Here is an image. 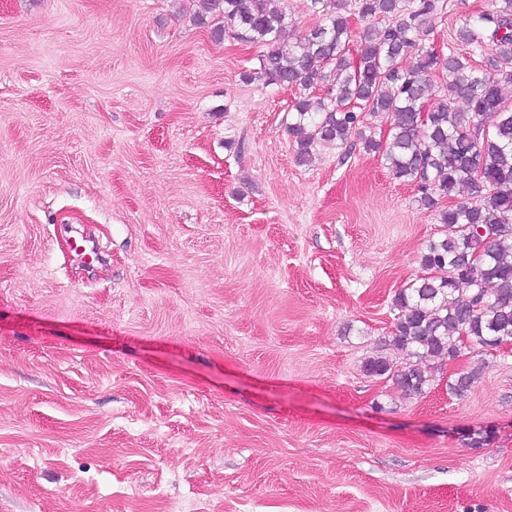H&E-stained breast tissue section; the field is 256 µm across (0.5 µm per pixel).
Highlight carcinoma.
Instances as JSON below:
<instances>
[{
  "instance_id": "cac0c4a2",
  "label": "carcinoma",
  "mask_w": 512,
  "mask_h": 512,
  "mask_svg": "<svg viewBox=\"0 0 512 512\" xmlns=\"http://www.w3.org/2000/svg\"><path fill=\"white\" fill-rule=\"evenodd\" d=\"M205 2L215 41L231 35L266 47L245 80L299 90L287 129L300 162L356 135L394 179L417 187L418 206L443 224L421 255L427 274L392 302L390 345L413 361L398 366L377 355L365 373L421 396L431 382L424 361L449 362L466 342L494 355L512 339V0H490L458 31L459 41L492 52L484 69L452 49L442 58L426 47L448 0H309L316 24L293 43L282 40L285 0ZM353 14L366 22L354 58ZM439 71L448 78L443 88L433 83ZM317 91L323 95L313 103ZM382 115L391 125L383 143L366 134L368 118ZM466 189L471 197L442 205ZM478 378L477 370L448 376V394L466 396Z\"/></svg>"
}]
</instances>
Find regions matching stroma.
Listing matches in <instances>:
<instances>
[{"label": "stroma", "mask_w": 512, "mask_h": 512, "mask_svg": "<svg viewBox=\"0 0 512 512\" xmlns=\"http://www.w3.org/2000/svg\"><path fill=\"white\" fill-rule=\"evenodd\" d=\"M487 7L427 45L485 65ZM200 9L0 0V512H512V353L363 370L435 213L357 139L299 164ZM478 370L457 372L448 376V393L455 397H465L479 378Z\"/></svg>", "instance_id": "35a3bbf8"}]
</instances>
